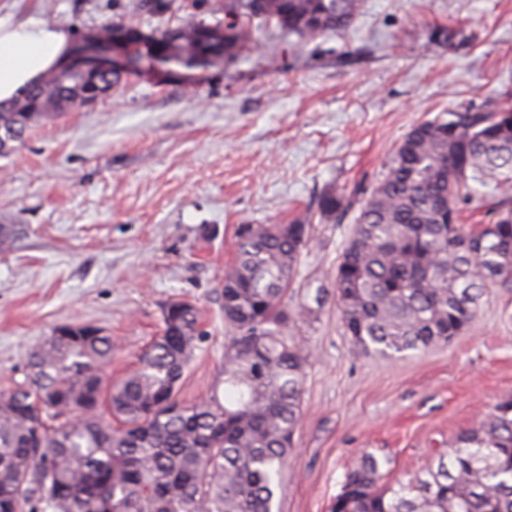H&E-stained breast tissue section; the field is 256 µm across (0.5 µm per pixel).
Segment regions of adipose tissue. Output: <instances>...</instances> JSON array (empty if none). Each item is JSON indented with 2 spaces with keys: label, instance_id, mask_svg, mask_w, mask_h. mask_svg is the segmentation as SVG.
I'll list each match as a JSON object with an SVG mask.
<instances>
[{
  "label": "adipose tissue",
  "instance_id": "obj_1",
  "mask_svg": "<svg viewBox=\"0 0 512 512\" xmlns=\"http://www.w3.org/2000/svg\"><path fill=\"white\" fill-rule=\"evenodd\" d=\"M73 33L31 18L0 21V102L23 95L68 60Z\"/></svg>",
  "mask_w": 512,
  "mask_h": 512
}]
</instances>
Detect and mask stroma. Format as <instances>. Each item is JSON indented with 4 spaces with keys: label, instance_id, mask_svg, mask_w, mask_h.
Returning a JSON list of instances; mask_svg holds the SVG:
<instances>
[{
    "label": "stroma",
    "instance_id": "stroma-1",
    "mask_svg": "<svg viewBox=\"0 0 512 512\" xmlns=\"http://www.w3.org/2000/svg\"><path fill=\"white\" fill-rule=\"evenodd\" d=\"M214 2L0 0V19L65 25L79 48L104 26L149 34ZM257 38L261 51L213 65L118 52L110 96L42 119L0 157V393L63 324L111 335L106 373L120 380L163 306L186 300L204 340L179 397H206L238 228L310 225L288 306L303 308L292 334L313 356L280 510L329 512L364 454L391 458L386 483L407 481L512 397V287L489 286L460 336L400 358L358 352L335 302L314 300L358 215L322 218L326 187L369 196L418 123L489 96L512 105V0H360L340 32Z\"/></svg>",
    "mask_w": 512,
    "mask_h": 512
}]
</instances>
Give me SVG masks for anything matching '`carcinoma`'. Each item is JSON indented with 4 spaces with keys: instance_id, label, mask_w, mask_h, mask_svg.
<instances>
[{
    "instance_id": "obj_1",
    "label": "carcinoma",
    "mask_w": 512,
    "mask_h": 512,
    "mask_svg": "<svg viewBox=\"0 0 512 512\" xmlns=\"http://www.w3.org/2000/svg\"><path fill=\"white\" fill-rule=\"evenodd\" d=\"M359 0H224V22L188 13L149 39L233 59L274 23L301 40L346 28ZM117 74L60 71L0 104V157L40 119L82 107ZM494 182L491 194L480 188ZM358 192L331 187L332 218ZM487 203V224L459 223ZM308 224L239 228L221 297L230 336L219 389L177 398L203 339L188 301L167 304L163 327L120 382L104 386L112 337L60 325L30 355L23 381L0 394V512H280L286 460L310 353L288 335V310ZM512 285V108L488 97L416 125L383 182L362 203L336 264L345 332L363 352L397 357L459 335L487 287ZM388 456L364 455L344 475L331 512H512V399L457 435L437 467L381 486Z\"/></svg>"
}]
</instances>
